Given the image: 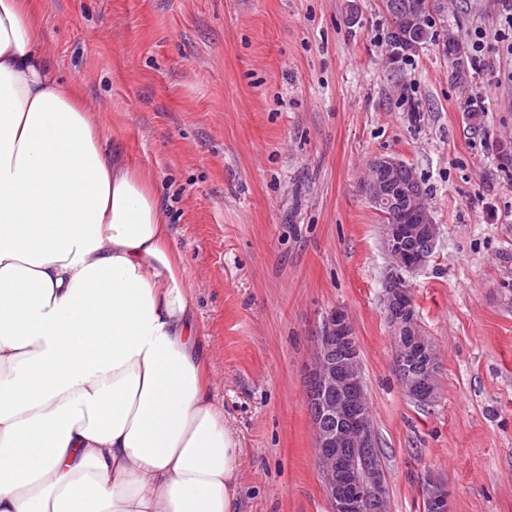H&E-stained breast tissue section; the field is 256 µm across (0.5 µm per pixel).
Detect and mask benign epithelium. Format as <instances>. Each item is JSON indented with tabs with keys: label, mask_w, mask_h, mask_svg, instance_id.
Returning <instances> with one entry per match:
<instances>
[{
	"label": "benign epithelium",
	"mask_w": 512,
	"mask_h": 512,
	"mask_svg": "<svg viewBox=\"0 0 512 512\" xmlns=\"http://www.w3.org/2000/svg\"><path fill=\"white\" fill-rule=\"evenodd\" d=\"M375 173L365 184L370 200L403 195L405 208L381 224L382 247L389 259L383 301L392 327L394 371L409 397L428 403L435 396L438 362L434 343L419 329L409 284L404 274L422 268L438 237L429 207L414 191L395 181L404 163L379 155ZM336 350V358L329 352ZM306 377L321 392L325 414L335 419L330 431L313 425L317 465L331 512H389L384 472L377 464L378 442L363 388L359 345L348 312L336 307L325 318L322 335L307 367ZM434 512H448V493L430 483Z\"/></svg>",
	"instance_id": "benign-epithelium-1"
}]
</instances>
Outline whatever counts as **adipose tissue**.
I'll return each mask as SVG.
<instances>
[{"label":"adipose tissue","mask_w":512,"mask_h":512,"mask_svg":"<svg viewBox=\"0 0 512 512\" xmlns=\"http://www.w3.org/2000/svg\"><path fill=\"white\" fill-rule=\"evenodd\" d=\"M239 457L152 178L0 0V512H237Z\"/></svg>","instance_id":"ef3b65f1"}]
</instances>
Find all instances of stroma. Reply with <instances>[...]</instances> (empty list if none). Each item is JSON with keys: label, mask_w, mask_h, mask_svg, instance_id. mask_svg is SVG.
<instances>
[{"label": "stroma", "mask_w": 512, "mask_h": 512, "mask_svg": "<svg viewBox=\"0 0 512 512\" xmlns=\"http://www.w3.org/2000/svg\"><path fill=\"white\" fill-rule=\"evenodd\" d=\"M37 4L63 84H81L106 148L155 183L240 450L238 512H329L305 366L336 307L390 512H425L429 475L448 512H512V166L498 150L512 55L489 44L459 80L442 42L495 32L496 0H448L440 41L396 64L382 0ZM379 155L414 167L439 226L406 276L439 358L425 406L393 372L388 259L363 190Z\"/></svg>", "instance_id": "1"}]
</instances>
